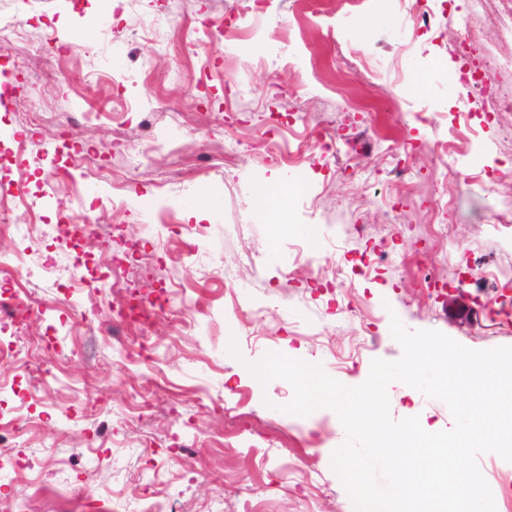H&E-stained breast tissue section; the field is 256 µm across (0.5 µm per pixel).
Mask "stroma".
<instances>
[{"label": "stroma", "mask_w": 512, "mask_h": 512, "mask_svg": "<svg viewBox=\"0 0 512 512\" xmlns=\"http://www.w3.org/2000/svg\"><path fill=\"white\" fill-rule=\"evenodd\" d=\"M428 5L426 30L409 0H0L25 72L0 98V145L28 132L21 190L41 195L46 223L71 213L90 225L91 259L114 274L110 287L71 291L65 233L19 223L0 235L4 265L22 251L54 268L35 286L0 275V290L30 295L18 359L0 361V381L46 370L32 381L37 429L0 446L50 468L38 497L29 479L0 470V496L28 512H136L143 488L174 512H355L331 465L347 439L337 415L284 412L291 384L261 382L251 365L278 352L358 386L373 360L401 358L395 317L471 350L512 346V326L489 316L501 290L484 274L488 261L512 272V223L500 221L512 176L497 174L512 155L498 135L512 110L485 121L455 46L472 29L489 53L512 48L482 6ZM208 18L235 35L203 38ZM124 97L129 109L116 110ZM281 118L334 132L336 155L312 148L301 164L271 165ZM366 126L377 142L361 159L345 142ZM454 137L462 148L437 156L436 142ZM66 138L97 169L49 177ZM395 142L413 150L404 188L384 149ZM117 180L127 189L116 210ZM270 188L285 193L284 208L264 205ZM448 195L457 206L442 249L431 219ZM136 240L146 249L126 258ZM364 255L372 270L361 276ZM342 275L351 287H330ZM431 278L448 289H426ZM164 286L177 294L172 308L122 339L80 317ZM387 395L393 420L454 425L445 403L411 386L392 382ZM179 443L188 452L176 454ZM477 464L496 512H512V462L486 452Z\"/></svg>", "instance_id": "stroma-1"}]
</instances>
